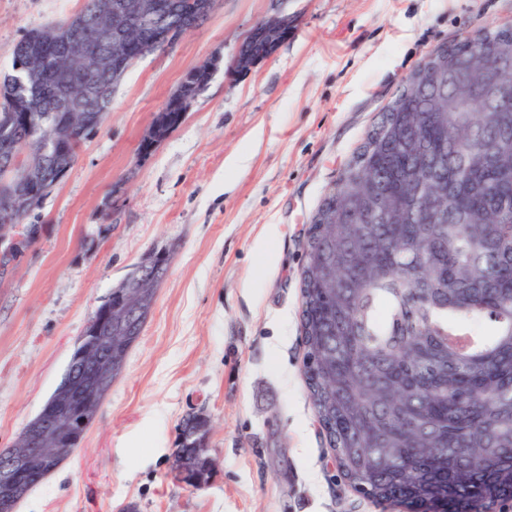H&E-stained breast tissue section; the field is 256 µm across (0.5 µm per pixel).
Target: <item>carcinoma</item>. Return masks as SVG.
I'll list each match as a JSON object with an SVG mask.
<instances>
[{
	"instance_id": "obj_1",
	"label": "carcinoma",
	"mask_w": 512,
	"mask_h": 512,
	"mask_svg": "<svg viewBox=\"0 0 512 512\" xmlns=\"http://www.w3.org/2000/svg\"><path fill=\"white\" fill-rule=\"evenodd\" d=\"M496 41L509 67H486ZM321 201L301 271L308 397L341 474L371 500L493 508L512 492V27L445 49ZM23 106L57 121L36 88ZM432 210L444 212L438 223Z\"/></svg>"
}]
</instances>
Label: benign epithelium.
Returning <instances> with one entry per match:
<instances>
[{
	"instance_id": "7a95c632",
	"label": "benign epithelium",
	"mask_w": 512,
	"mask_h": 512,
	"mask_svg": "<svg viewBox=\"0 0 512 512\" xmlns=\"http://www.w3.org/2000/svg\"><path fill=\"white\" fill-rule=\"evenodd\" d=\"M218 0H204L200 12L187 16L180 0H95V21L72 26L53 27L44 40L57 45L61 55L76 61L92 62V69L113 73L130 67L139 59L131 53L132 34L145 20L153 21L151 51L169 48L184 34L198 27L217 7ZM296 18L286 14L259 21L240 42L233 61L235 69L247 73L268 60L288 36ZM29 57L37 64L14 76L15 93L23 97L33 84L43 82L52 74L51 94L66 125L76 127L73 117L81 116L87 123L89 111L101 106L106 98V85L88 84L77 79L78 72L60 60L46 67L43 54ZM182 82L171 92L164 107L181 113L188 111L192 96ZM22 121L33 128L24 140V153L16 151L10 138L0 140V170L8 174L19 166L22 155L35 151L43 159H58L60 138L46 140L40 135L39 118L30 113L15 112V105L6 107L0 123L10 127ZM34 187L47 192L50 178L43 163L27 165L13 190L0 196V278L9 276L17 266L26 238L19 233L16 221L23 205L30 200ZM169 265L166 255H152L143 261L124 284L121 301L106 302L91 313L81 339L85 344L72 356L68 369L56 392L41 412L24 428L18 442L0 449V512H16L18 503L29 491L55 472L69 455V447L87 433L99 408L125 367L122 350L135 339L134 322L147 319L155 297V287L163 279ZM196 429L182 434L181 442H191V449H176L172 456L171 474L179 482L201 487L210 478L212 459L206 443L208 421L195 416Z\"/></svg>"
}]
</instances>
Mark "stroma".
I'll list each match as a JSON object with an SVG mask.
<instances>
[{
	"instance_id": "35a3bbf8",
	"label": "stroma",
	"mask_w": 512,
	"mask_h": 512,
	"mask_svg": "<svg viewBox=\"0 0 512 512\" xmlns=\"http://www.w3.org/2000/svg\"><path fill=\"white\" fill-rule=\"evenodd\" d=\"M83 5L0 0V76L24 33ZM280 12L296 17L293 33L235 72L240 41ZM502 25L512 0H220L173 48L129 69L44 200L39 242L0 281V448L55 392L94 308L150 254L169 253V268L83 442L16 512H397L330 465L307 398V230L428 54ZM216 53L223 63L182 122L140 156L168 95ZM191 413L210 418L216 463L199 490L170 472Z\"/></svg>"
}]
</instances>
